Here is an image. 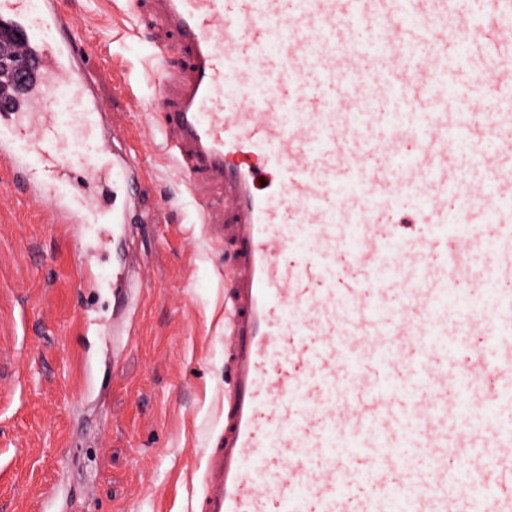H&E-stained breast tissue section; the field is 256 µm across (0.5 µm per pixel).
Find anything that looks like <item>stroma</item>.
I'll return each mask as SVG.
<instances>
[{
  "label": "stroma",
  "instance_id": "1",
  "mask_svg": "<svg viewBox=\"0 0 512 512\" xmlns=\"http://www.w3.org/2000/svg\"><path fill=\"white\" fill-rule=\"evenodd\" d=\"M111 126L143 164L146 221L125 251L134 313L112 294L111 246L81 247L20 201L0 170V512H41L59 483L76 512H199L202 471L224 419L223 244L209 241L148 105L159 65L127 0H66ZM131 323L130 333L113 335Z\"/></svg>",
  "mask_w": 512,
  "mask_h": 512
}]
</instances>
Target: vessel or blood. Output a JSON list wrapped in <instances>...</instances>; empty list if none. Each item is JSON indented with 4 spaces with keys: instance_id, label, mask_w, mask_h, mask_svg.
<instances>
[{
    "instance_id": "obj_1",
    "label": "vessel or blood",
    "mask_w": 512,
    "mask_h": 512,
    "mask_svg": "<svg viewBox=\"0 0 512 512\" xmlns=\"http://www.w3.org/2000/svg\"><path fill=\"white\" fill-rule=\"evenodd\" d=\"M166 64L151 106L224 273V426L201 512H449L481 454L448 406L512 393L471 322L449 349L448 271L512 205V0H129ZM24 79L0 74V162L54 224L140 223L143 171L100 139L65 160L58 91L100 125L60 0H0ZM482 115L456 104L460 89ZM486 170L470 179L461 160ZM278 176L260 193V176ZM477 484L512 499V435ZM473 483V484H476ZM473 484L459 483L468 495Z\"/></svg>"
}]
</instances>
